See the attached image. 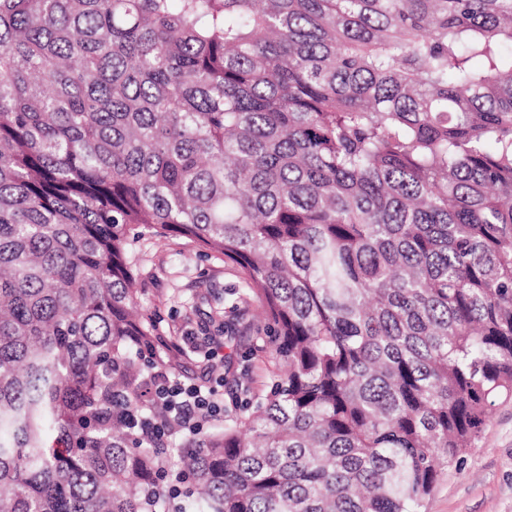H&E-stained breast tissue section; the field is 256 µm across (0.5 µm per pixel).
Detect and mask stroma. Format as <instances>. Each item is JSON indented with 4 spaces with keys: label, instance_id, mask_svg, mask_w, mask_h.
<instances>
[{
    "label": "stroma",
    "instance_id": "35a3bbf8",
    "mask_svg": "<svg viewBox=\"0 0 512 512\" xmlns=\"http://www.w3.org/2000/svg\"><path fill=\"white\" fill-rule=\"evenodd\" d=\"M133 250L139 313L157 321L165 339L192 334L223 343L225 399L245 375L261 389L276 365L258 349L262 325L255 304L240 300L238 270L181 237L147 233ZM425 512H512V400L497 401L474 448L448 468Z\"/></svg>",
    "mask_w": 512,
    "mask_h": 512
}]
</instances>
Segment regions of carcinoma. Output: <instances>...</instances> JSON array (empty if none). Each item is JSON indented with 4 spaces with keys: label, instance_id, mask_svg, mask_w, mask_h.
<instances>
[{
    "label": "carcinoma",
    "instance_id": "cac0c4a2",
    "mask_svg": "<svg viewBox=\"0 0 512 512\" xmlns=\"http://www.w3.org/2000/svg\"><path fill=\"white\" fill-rule=\"evenodd\" d=\"M238 268L221 429L132 243ZM512 397V0H0V512H422ZM167 379L164 374L158 376L160 387L167 389L165 398L174 400L177 405L173 410L175 421L189 422L198 416H216L223 410V394H218L216 388L195 383L173 386Z\"/></svg>",
    "mask_w": 512,
    "mask_h": 512
}]
</instances>
